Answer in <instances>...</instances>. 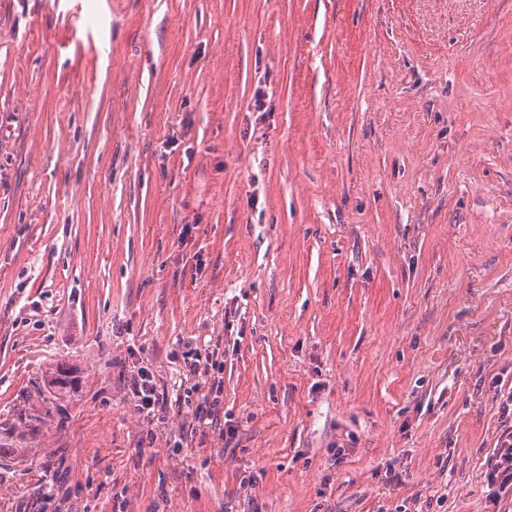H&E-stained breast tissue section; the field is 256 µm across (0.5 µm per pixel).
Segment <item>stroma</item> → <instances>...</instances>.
Segmentation results:
<instances>
[{
  "label": "stroma",
  "mask_w": 512,
  "mask_h": 512,
  "mask_svg": "<svg viewBox=\"0 0 512 512\" xmlns=\"http://www.w3.org/2000/svg\"><path fill=\"white\" fill-rule=\"evenodd\" d=\"M509 390L512 0H0V512H512ZM187 359L189 360L184 364L186 377L201 379L204 384H208L207 393L203 395L201 410L189 422L191 431L205 432V429H208L209 425L211 427L214 423V419L217 421L220 414L224 413L222 396L224 381L223 377L219 376L221 365L217 362V359H214L213 355L209 354L201 356L195 353ZM66 366L65 370L61 367ZM77 371L65 363H57L55 368L49 371L44 387L47 392L55 399L74 396L80 386V378L76 375ZM133 393L138 398V404L135 405L136 413L143 419L153 420L158 396L153 375L149 371L143 370L138 373L134 379ZM504 398L502 416L507 420L510 413V425L503 431L485 473L487 496L493 503L512 495V390Z\"/></svg>",
  "instance_id": "35a3bbf8"
}]
</instances>
